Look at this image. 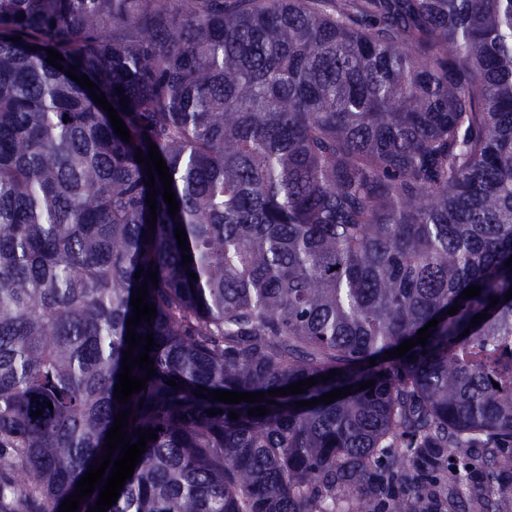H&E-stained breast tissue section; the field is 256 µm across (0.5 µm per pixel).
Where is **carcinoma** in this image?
Here are the masks:
<instances>
[{
  "mask_svg": "<svg viewBox=\"0 0 512 512\" xmlns=\"http://www.w3.org/2000/svg\"><path fill=\"white\" fill-rule=\"evenodd\" d=\"M150 142L179 207L155 182L154 228ZM511 258L512 0H0V512H61L127 408L131 442L161 431L107 512H336L338 493L371 512L435 448L494 464ZM145 282L156 374L120 404ZM310 377L262 417L208 396Z\"/></svg>",
  "mask_w": 512,
  "mask_h": 512,
  "instance_id": "cac0c4a2",
  "label": "carcinoma"
}]
</instances>
